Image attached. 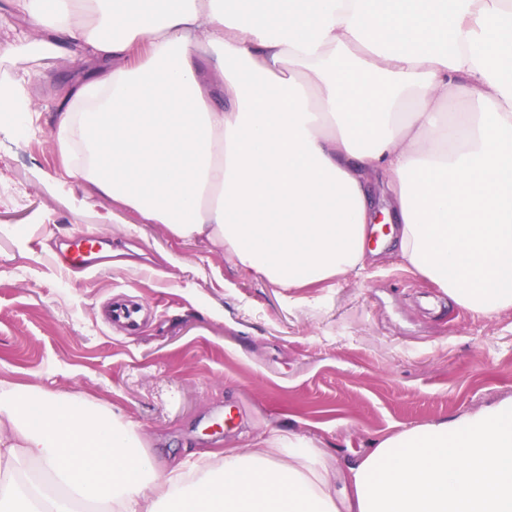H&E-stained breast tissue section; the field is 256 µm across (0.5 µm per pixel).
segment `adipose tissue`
Segmentation results:
<instances>
[{
  "label": "adipose tissue",
  "mask_w": 512,
  "mask_h": 512,
  "mask_svg": "<svg viewBox=\"0 0 512 512\" xmlns=\"http://www.w3.org/2000/svg\"><path fill=\"white\" fill-rule=\"evenodd\" d=\"M14 7L0 112L31 123L32 70L76 58L55 137L95 194L278 288L391 242L455 304L512 308V0ZM0 512H512V398L376 441L341 480L293 431L160 477L136 420L0 382Z\"/></svg>",
  "instance_id": "1"
}]
</instances>
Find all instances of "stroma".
<instances>
[{
    "label": "stroma",
    "instance_id": "1",
    "mask_svg": "<svg viewBox=\"0 0 512 512\" xmlns=\"http://www.w3.org/2000/svg\"><path fill=\"white\" fill-rule=\"evenodd\" d=\"M55 78H34L28 135L0 124V381L122 412L163 466L288 429L343 467L380 437L512 396V309L450 305L390 250L359 276L277 288L63 177ZM82 231L103 237L108 269L55 263ZM113 300L144 308L138 335L105 322ZM227 412L236 427L216 430Z\"/></svg>",
    "mask_w": 512,
    "mask_h": 512
}]
</instances>
